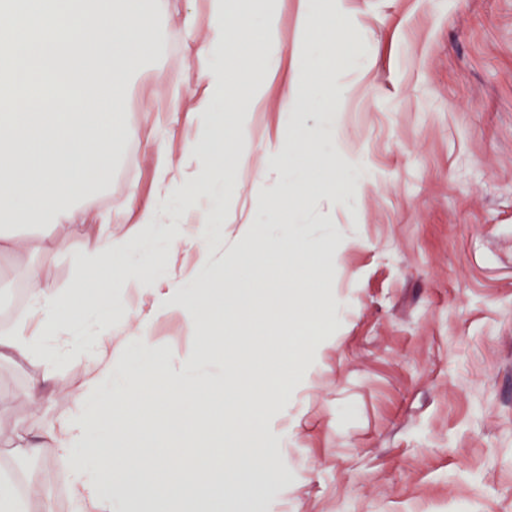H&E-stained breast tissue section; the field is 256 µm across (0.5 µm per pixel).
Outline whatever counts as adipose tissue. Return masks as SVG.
Wrapping results in <instances>:
<instances>
[{
  "instance_id": "obj_1",
  "label": "adipose tissue",
  "mask_w": 512,
  "mask_h": 512,
  "mask_svg": "<svg viewBox=\"0 0 512 512\" xmlns=\"http://www.w3.org/2000/svg\"><path fill=\"white\" fill-rule=\"evenodd\" d=\"M251 0H208L210 41L200 55L210 58L201 69L190 95L170 92L163 75L153 85L166 94L170 111L185 113L189 133L180 158L167 145L155 157L159 188L178 190L192 223L173 239V250L198 249L202 266H209L211 244L199 233L210 223L196 207L224 138L225 121L235 113L218 109L225 99L236 98L241 110L283 115L303 106L311 96L328 104L325 120L342 97L326 70L336 57L349 56L353 46L336 25L334 0H298L302 23L317 21L321 31L322 60L301 54L285 57L274 52V26L254 15ZM236 5L244 20L226 25L229 5ZM165 0H7L0 17L9 25L0 30V65L13 86L8 108L0 111V251H15L17 241L6 234L12 224H54L57 236L34 237L32 252L63 248L62 235L78 207H89L96 189L110 176L112 156L119 148L116 129L127 107V87L136 68L157 51V19ZM94 25L99 38L82 41L85 25ZM309 163L282 183L281 197L297 206L284 224H243L236 230L237 246L231 262L239 278L221 288H198L165 303L161 315L181 319L194 333L190 359L224 358V339L233 337V349L251 353L256 344L271 351L273 362L265 376L238 366L234 381L261 386L263 378L276 380V388H262L255 400H243L226 410L216 387L189 381L170 362L160 361L150 341L151 324H140L141 357L130 363L123 347L112 344L115 318L132 320L137 312L128 302L129 290L143 291L139 267L128 264L134 233H95L79 255L78 277L66 289L29 274L31 302L27 324L0 335V357H36L42 364L27 386L35 403L49 398L60 384L53 368L59 361L87 364L91 373L78 397L76 411L41 432L26 434L22 446L32 456L53 447L69 468L73 512H112V500L128 494L148 504L165 498V512L199 492L195 473H204L212 492L231 479L240 488L262 478H276L271 469L255 463L268 452L269 409L286 398L279 380H291L303 371L318 342L321 328L334 319L336 300L329 284L330 257L340 250L339 236L328 232L329 253L316 247L308 225L298 213L306 201L327 193L343 195L351 184L355 164L322 158L316 142H309ZM276 252L284 268L308 267L306 280L281 296L273 315L256 313L248 332H240L225 307L227 297L238 295V282L262 291L270 281L259 275L265 254ZM99 322L94 351H87L78 332L88 316ZM121 372L123 381L111 394L100 392L102 380ZM183 400L180 416L164 410L166 391ZM240 421V429L225 432L224 417ZM92 449L98 460L90 468L83 454ZM185 451L187 466L169 467L171 455ZM122 467L113 470V459Z\"/></svg>"
}]
</instances>
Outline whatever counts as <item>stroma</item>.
I'll return each instance as SVG.
<instances>
[{"instance_id": "1", "label": "stroma", "mask_w": 512, "mask_h": 512, "mask_svg": "<svg viewBox=\"0 0 512 512\" xmlns=\"http://www.w3.org/2000/svg\"><path fill=\"white\" fill-rule=\"evenodd\" d=\"M166 2L158 51L127 89L125 148L96 192V210L117 218L118 234L135 221L129 193L155 195L159 126L184 131L183 115L161 111L153 75L189 94L204 64L194 46L211 35L206 0ZM255 7L273 11L289 41L320 38L300 27L297 0ZM340 9L355 54L332 69L344 92L334 125L315 99L283 117L298 142L318 139L361 165L342 200L304 206L313 233L331 224L347 241L333 271L339 316L271 417L269 438L288 455L264 512H512V0H342ZM266 123V113L249 112L226 124L225 154L258 156V139L240 127ZM276 188L225 180L216 163L198 198L212 216L204 235L231 253L235 240L221 229L276 223ZM162 206L167 223L131 253L151 287L132 296L144 317L153 289L190 292L226 274L198 272L193 250L168 258L182 201L173 191ZM86 242L77 226L63 249L0 253V333L28 315L25 269L67 288ZM152 336L173 359L194 343L173 320L155 321ZM34 370L0 360V481L28 489V512L45 501L72 512L70 498L56 495L53 449L29 456L21 438L74 412L87 373L58 364L61 385L35 406L25 398Z\"/></svg>"}]
</instances>
